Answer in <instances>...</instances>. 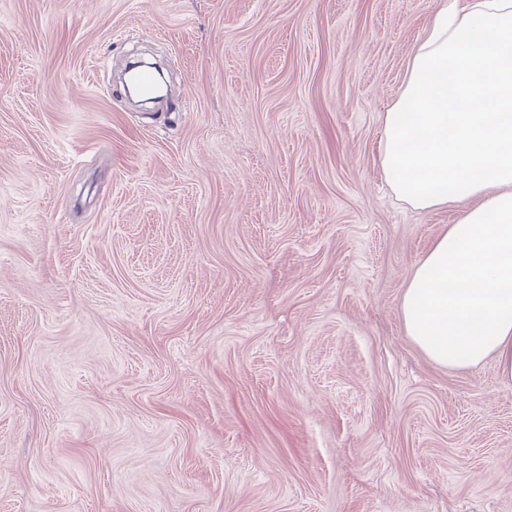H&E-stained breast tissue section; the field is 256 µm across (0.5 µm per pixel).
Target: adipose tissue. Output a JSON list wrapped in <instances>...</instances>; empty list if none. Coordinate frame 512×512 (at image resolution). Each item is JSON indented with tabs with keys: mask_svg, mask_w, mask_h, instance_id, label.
<instances>
[{
	"mask_svg": "<svg viewBox=\"0 0 512 512\" xmlns=\"http://www.w3.org/2000/svg\"><path fill=\"white\" fill-rule=\"evenodd\" d=\"M379 161L413 209L461 211L403 291L406 335L443 367L493 359L512 384V0L434 14L383 116Z\"/></svg>",
	"mask_w": 512,
	"mask_h": 512,
	"instance_id": "1",
	"label": "adipose tissue"
}]
</instances>
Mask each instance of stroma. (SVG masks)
I'll use <instances>...</instances> for the list:
<instances>
[{"label": "stroma", "instance_id": "obj_1", "mask_svg": "<svg viewBox=\"0 0 512 512\" xmlns=\"http://www.w3.org/2000/svg\"><path fill=\"white\" fill-rule=\"evenodd\" d=\"M436 4L0 0V512H512V384L401 318Z\"/></svg>", "mask_w": 512, "mask_h": 512}]
</instances>
